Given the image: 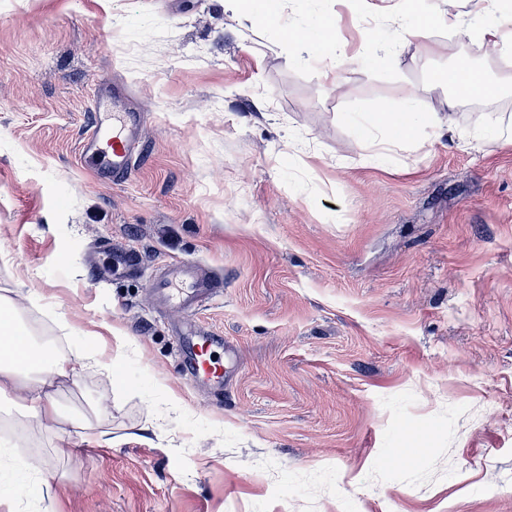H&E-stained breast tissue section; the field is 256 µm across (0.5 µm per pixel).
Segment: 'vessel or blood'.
Here are the masks:
<instances>
[{
  "label": "vessel or blood",
  "instance_id": "vessel-or-blood-1",
  "mask_svg": "<svg viewBox=\"0 0 512 512\" xmlns=\"http://www.w3.org/2000/svg\"><path fill=\"white\" fill-rule=\"evenodd\" d=\"M105 94H98L93 120L81 143V157L87 162L104 160L112 169L113 180L125 179L140 143V116L105 108ZM153 297L171 312L185 314L212 302L224 292L223 277L193 261L168 266L150 281ZM224 339L184 325L178 337L184 371L194 379L217 382L224 379V362L218 355Z\"/></svg>",
  "mask_w": 512,
  "mask_h": 512
}]
</instances>
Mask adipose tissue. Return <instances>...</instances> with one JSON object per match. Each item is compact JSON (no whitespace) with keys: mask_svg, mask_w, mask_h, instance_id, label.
<instances>
[{"mask_svg":"<svg viewBox=\"0 0 512 512\" xmlns=\"http://www.w3.org/2000/svg\"><path fill=\"white\" fill-rule=\"evenodd\" d=\"M468 13H443L424 0H408L405 7L394 10H378V23L366 34L370 48L385 56H393L397 45L395 39L385 34L386 23L399 25L403 35L432 41L437 29H448L459 42L474 43L496 50L504 56L512 51V10L499 7V0H470ZM253 9L272 20L279 27L292 50L302 62L313 59L311 44L327 48L328 69H335L348 58L345 44L333 36L335 21L332 16L319 17L310 28L303 29L292 22L282 20L281 15L269 0H254ZM440 84L463 91L465 97L496 100L506 94L504 82L489 79L475 68L451 69L439 76ZM449 111L433 112L424 108L416 93H409L400 111L373 114L359 121L358 126L369 142L368 162H390L404 144H418L422 130L440 135L444 128L455 127L452 110L456 98H449ZM458 138L467 145L482 147L495 141L512 144V116L500 115L493 122L479 120L472 128L456 129ZM16 345L27 351L26 360L20 361L10 355L0 356V398L6 399L11 410L17 414L16 428L32 433L48 424L61 420L62 414L50 388L55 378L77 380L84 368L82 356L60 362L57 355L48 349L35 346L27 336L17 335Z\"/></svg>","mask_w":512,"mask_h":512,"instance_id":"ef3b65f1","label":"adipose tissue"}]
</instances>
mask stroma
Here are the masks:
<instances>
[{
  "instance_id": "35a3bbf8",
  "label": "stroma",
  "mask_w": 512,
  "mask_h": 512,
  "mask_svg": "<svg viewBox=\"0 0 512 512\" xmlns=\"http://www.w3.org/2000/svg\"><path fill=\"white\" fill-rule=\"evenodd\" d=\"M278 10L335 15L336 85L224 0H0V294L65 352L126 342L55 380L64 417L12 449L0 512H512V145L381 167L355 124L411 90L461 128L512 114L436 82L512 66L444 31L371 61L347 0ZM103 79L145 114L114 183L78 153ZM185 260L224 278L193 315L233 350L220 392L149 288Z\"/></svg>"
}]
</instances>
